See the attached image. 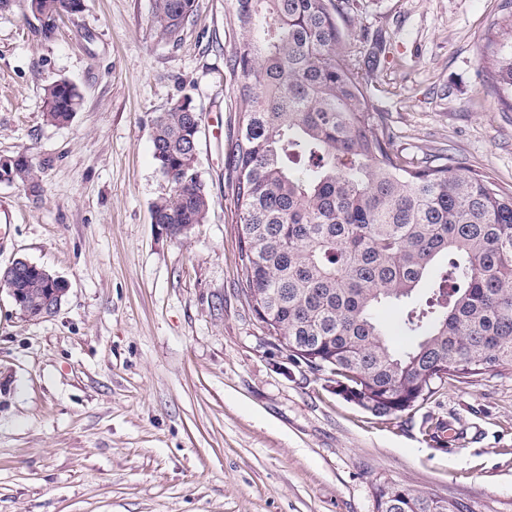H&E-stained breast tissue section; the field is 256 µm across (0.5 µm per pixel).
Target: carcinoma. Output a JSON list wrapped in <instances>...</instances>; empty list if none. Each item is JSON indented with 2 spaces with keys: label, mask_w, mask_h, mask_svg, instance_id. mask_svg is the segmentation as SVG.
I'll use <instances>...</instances> for the list:
<instances>
[{
  "label": "carcinoma",
  "mask_w": 512,
  "mask_h": 512,
  "mask_svg": "<svg viewBox=\"0 0 512 512\" xmlns=\"http://www.w3.org/2000/svg\"><path fill=\"white\" fill-rule=\"evenodd\" d=\"M42 32L83 10L38 0ZM194 0H153L158 36H181ZM230 51L244 104L228 163L239 219L242 292L269 310L263 328L286 336L290 359L336 377L338 392L384 417L427 401L436 384L512 370V192L486 173L392 149L371 106L370 61L340 21L350 0H234ZM490 75L512 111V23L491 40ZM78 88L45 89L46 120L70 122ZM202 117L184 98L152 120L165 187L151 217L173 238L206 221L210 196L189 157ZM6 180L39 196L40 171L17 154ZM34 298L35 274L14 283ZM399 310L396 349L379 311ZM377 512H476L400 484L375 485Z\"/></svg>",
  "instance_id": "1"
}]
</instances>
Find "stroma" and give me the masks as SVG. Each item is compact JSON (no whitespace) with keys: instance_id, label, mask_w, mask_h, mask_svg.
Here are the masks:
<instances>
[{"instance_id":"1","label":"stroma","mask_w":512,"mask_h":512,"mask_svg":"<svg viewBox=\"0 0 512 512\" xmlns=\"http://www.w3.org/2000/svg\"><path fill=\"white\" fill-rule=\"evenodd\" d=\"M152 5L85 0L49 38L30 0L0 11V158L41 176L37 198L0 182V271L21 257L69 284L38 320L0 290V512H376L379 481L512 512V370L378 418L267 336L237 265L233 0H195L176 42ZM503 5L354 0L346 29L384 40L372 106L394 151L445 150L512 191V112L487 75ZM61 78L83 100L55 126ZM185 97L211 206L174 239L151 221V121ZM78 88L66 80L52 82L45 89L44 110L46 120L52 124L70 122L81 106Z\"/></svg>"}]
</instances>
